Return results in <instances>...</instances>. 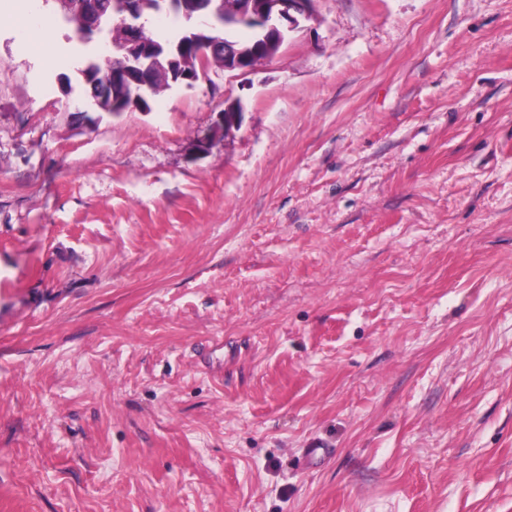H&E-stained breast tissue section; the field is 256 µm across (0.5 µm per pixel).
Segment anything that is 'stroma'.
Returning <instances> with one entry per match:
<instances>
[{
    "mask_svg": "<svg viewBox=\"0 0 512 512\" xmlns=\"http://www.w3.org/2000/svg\"><path fill=\"white\" fill-rule=\"evenodd\" d=\"M7 8L0 512H512V0H316L117 116ZM240 106L235 104H228L224 107V112L221 114L220 121L216 125L214 133L211 137H204L198 144L200 151H209L215 142L224 137L228 138L233 132L238 129L241 118Z\"/></svg>",
    "mask_w": 512,
    "mask_h": 512,
    "instance_id": "35a3bbf8",
    "label": "stroma"
}]
</instances>
